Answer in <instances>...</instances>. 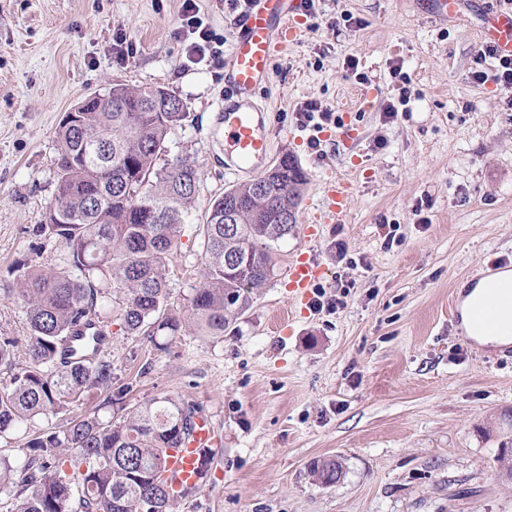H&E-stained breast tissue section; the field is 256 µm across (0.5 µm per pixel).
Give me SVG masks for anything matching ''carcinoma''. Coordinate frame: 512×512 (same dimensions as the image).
Wrapping results in <instances>:
<instances>
[{"instance_id": "obj_1", "label": "carcinoma", "mask_w": 512, "mask_h": 512, "mask_svg": "<svg viewBox=\"0 0 512 512\" xmlns=\"http://www.w3.org/2000/svg\"><path fill=\"white\" fill-rule=\"evenodd\" d=\"M62 116L56 130V193L38 232L66 252L63 265L18 269L27 310L28 363H15L17 340L0 336V438L65 414L94 389L112 387V362L97 356L102 319L122 296L121 327L166 349L160 337L191 331L224 337L273 273L271 243L296 227L306 183L284 155L257 179L216 198L200 225V279L187 314L170 309L167 255L194 207L199 171L173 155L183 101L160 86L116 84ZM235 210L233 230L224 211ZM124 390L93 412L52 426L25 443L23 456H0V512H170L165 450L190 437L198 405L160 396L131 407ZM76 455L71 471L66 453ZM321 484L343 475L334 459L311 463Z\"/></svg>"}]
</instances>
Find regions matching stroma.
<instances>
[{
	"label": "stroma",
	"mask_w": 512,
	"mask_h": 512,
	"mask_svg": "<svg viewBox=\"0 0 512 512\" xmlns=\"http://www.w3.org/2000/svg\"><path fill=\"white\" fill-rule=\"evenodd\" d=\"M182 0H0V336L25 339L20 264L59 261L37 234L56 189L55 130L65 112L112 85L161 86L187 106L171 151L200 174L197 200L169 254L171 305L185 311L199 280L208 203L224 174V64L185 66ZM512 0H318L258 94L274 157L292 156L306 184L298 229L274 243L273 273L220 339L186 333L157 350L108 313L104 350L126 403L192 399L211 427L209 473L171 512H512L499 463L512 439V345L477 347L459 327L461 283L512 269V91L473 83L472 55L489 10ZM123 31L133 45L112 56ZM358 61L349 70L346 58ZM410 78L398 105L392 66ZM313 100L358 132L308 144L298 109ZM397 104L396 117L384 108ZM358 171L340 223L307 241L324 181ZM347 258H339L337 244ZM327 270L344 305L317 312L286 288L293 257ZM336 460L341 480L315 482ZM310 472L316 477V480L326 486L328 478L332 479L333 484H335L336 480L338 478L340 480L343 475L342 467L333 459L313 461V463H311Z\"/></svg>",
	"instance_id": "obj_1"
}]
</instances>
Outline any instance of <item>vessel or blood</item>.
<instances>
[{
	"instance_id": "vessel-or-blood-1",
	"label": "vessel or blood",
	"mask_w": 512,
	"mask_h": 512,
	"mask_svg": "<svg viewBox=\"0 0 512 512\" xmlns=\"http://www.w3.org/2000/svg\"><path fill=\"white\" fill-rule=\"evenodd\" d=\"M299 3L300 0H252L239 20L238 32L224 63V105L218 114L228 157L224 171L233 179L256 173L270 163L271 128L267 109L258 101L257 92L270 80L273 58L286 53L301 33ZM482 35L492 40L501 55L512 57V11L489 12L488 26ZM352 190L348 180L324 185L316 224L307 229L306 238L316 237L317 225L341 220ZM324 276V267L308 254H300L287 269L292 299L307 303L311 288ZM212 442L211 427L202 420L190 441L168 449L165 477L172 497L181 498L186 489L199 482V456Z\"/></svg>"
}]
</instances>
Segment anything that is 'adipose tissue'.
Masks as SVG:
<instances>
[{
    "mask_svg": "<svg viewBox=\"0 0 512 512\" xmlns=\"http://www.w3.org/2000/svg\"><path fill=\"white\" fill-rule=\"evenodd\" d=\"M501 292L499 315L508 320L505 328H478L472 322L473 310L483 304L489 289ZM459 316L461 324L472 339L479 345L504 347L512 344V271L502 270L483 277L476 284H461L459 289Z\"/></svg>",
    "mask_w": 512,
    "mask_h": 512,
    "instance_id": "adipose-tissue-1",
    "label": "adipose tissue"
}]
</instances>
